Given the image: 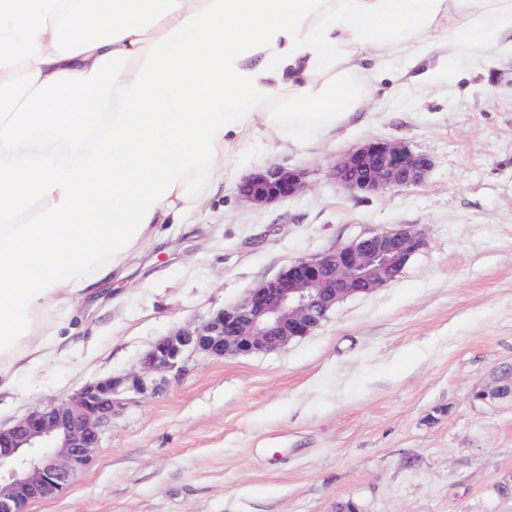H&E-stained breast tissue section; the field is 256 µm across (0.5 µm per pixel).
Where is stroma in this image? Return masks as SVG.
Returning a JSON list of instances; mask_svg holds the SVG:
<instances>
[{
	"instance_id": "obj_1",
	"label": "stroma",
	"mask_w": 512,
	"mask_h": 512,
	"mask_svg": "<svg viewBox=\"0 0 512 512\" xmlns=\"http://www.w3.org/2000/svg\"><path fill=\"white\" fill-rule=\"evenodd\" d=\"M390 59L370 120L335 142L258 157L305 189L269 205L225 184L82 300L79 346L0 395V426L86 383L137 372L161 336L239 302L290 263L393 228L423 244L285 347L157 376L113 419L90 465L29 512H512V399L478 394L512 364V56ZM430 157L417 185L346 190L335 157L366 140Z\"/></svg>"
}]
</instances>
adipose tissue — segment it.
<instances>
[{"label": "adipose tissue", "mask_w": 512, "mask_h": 512, "mask_svg": "<svg viewBox=\"0 0 512 512\" xmlns=\"http://www.w3.org/2000/svg\"><path fill=\"white\" fill-rule=\"evenodd\" d=\"M439 44L512 54V0H0V391L249 150L334 138Z\"/></svg>", "instance_id": "adipose-tissue-1"}]
</instances>
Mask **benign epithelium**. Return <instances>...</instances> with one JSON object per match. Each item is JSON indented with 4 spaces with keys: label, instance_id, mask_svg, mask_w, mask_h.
Instances as JSON below:
<instances>
[{
    "label": "benign epithelium",
    "instance_id": "1",
    "mask_svg": "<svg viewBox=\"0 0 512 512\" xmlns=\"http://www.w3.org/2000/svg\"><path fill=\"white\" fill-rule=\"evenodd\" d=\"M430 167L425 154L368 140L336 158L332 174L348 189L372 196L415 185ZM304 187L302 172L272 167L245 178L239 195L247 203L265 205ZM421 244L417 229L397 225L297 260L201 324L158 338L142 357L140 372L89 383L66 403L37 406L11 426L0 427V512H28L32 502L69 487L99 448L112 419L128 405L127 394L144 392L151 376L180 372L195 355L224 359L268 352L307 336L338 303L393 280ZM511 395L512 378L502 373L478 398L495 402Z\"/></svg>",
    "mask_w": 512,
    "mask_h": 512
}]
</instances>
